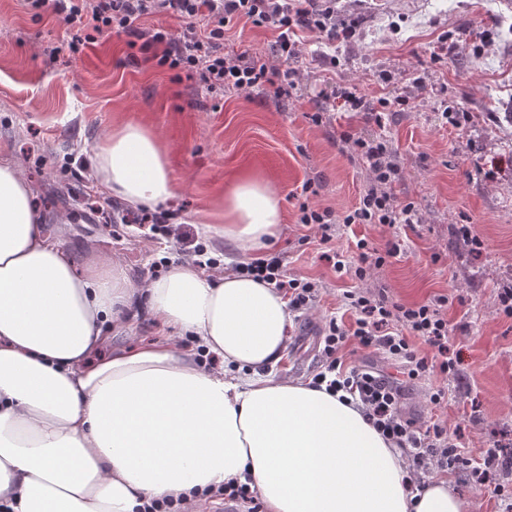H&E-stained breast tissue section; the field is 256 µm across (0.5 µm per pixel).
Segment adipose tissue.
I'll return each mask as SVG.
<instances>
[{
  "instance_id": "adipose-tissue-1",
  "label": "adipose tissue",
  "mask_w": 512,
  "mask_h": 512,
  "mask_svg": "<svg viewBox=\"0 0 512 512\" xmlns=\"http://www.w3.org/2000/svg\"><path fill=\"white\" fill-rule=\"evenodd\" d=\"M92 173L135 208L175 193L162 147L138 124L95 144ZM32 196L19 162L0 158V512H144L231 480L265 512H467L447 481L407 486L401 450L361 403L268 375L290 323L271 285L230 270L211 280L188 258L140 285L115 263L76 267ZM197 221L259 248L281 202L246 177ZM143 314L159 337L113 345ZM202 351L222 368L200 366Z\"/></svg>"
}]
</instances>
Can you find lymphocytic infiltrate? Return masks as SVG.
Listing matches in <instances>:
<instances>
[{
  "label": "lymphocytic infiltrate",
  "mask_w": 512,
  "mask_h": 512,
  "mask_svg": "<svg viewBox=\"0 0 512 512\" xmlns=\"http://www.w3.org/2000/svg\"><path fill=\"white\" fill-rule=\"evenodd\" d=\"M34 17L55 16L66 27L71 53H80L96 44L104 33L126 35L129 48L139 49L145 61L156 67L185 72L187 78L212 93L224 90L257 91L280 98L292 96L297 84L289 74L262 62L248 52H226L224 29L235 20L278 31L281 58L299 57L303 43L297 30L306 29L335 41L336 21L331 9H317L316 0H25ZM164 14L183 23L180 34L164 27L142 29V19ZM338 140L362 161L370 173L367 189L358 204L342 218L344 224H410L417 210L414 203L397 202L394 187L399 168L382 140L368 139L350 130ZM237 273L273 285L288 299L289 308L306 307L315 296L311 282L286 278L279 258H254L240 263ZM343 302L354 317L353 325L330 319L323 331L325 369L315 375V383H327L329 391H345L360 399L374 427L397 447L405 449L414 466L435 457L440 463L459 461L457 446L440 424L414 428L401 412L404 381H413L432 369L443 374L455 371L448 360V319L444 309L447 296L405 305L388 295L347 291ZM418 336L436 349L442 360L429 363L411 344ZM367 349L382 351L402 369L398 378L366 368L343 370L339 351L348 340Z\"/></svg>",
  "instance_id": "lymphocytic-infiltrate-1"
}]
</instances>
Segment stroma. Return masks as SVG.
<instances>
[{"label":"stroma","instance_id":"stroma-1","mask_svg":"<svg viewBox=\"0 0 512 512\" xmlns=\"http://www.w3.org/2000/svg\"><path fill=\"white\" fill-rule=\"evenodd\" d=\"M337 27L348 37L306 38L299 58L275 53L277 33L245 22L224 34V48L246 51L288 70L295 97L211 94L185 75L146 63L125 37L108 34L70 55L65 26L37 19L23 0H0V156L17 159L34 190L33 203L76 265L95 256L120 262L138 282L158 278L186 258L176 238L115 222L124 202L91 175L93 148L123 123L147 127L166 152L175 186L162 206L171 225L201 236L195 213L216 205L243 177L267 181L281 199L283 219L261 255L279 254L287 276L316 284L318 297L292 318L275 377L312 379L322 330L332 317L352 322L342 294L386 290L410 305L448 298V357L458 375L433 373L408 383L402 411L416 427L445 426L461 453L480 459L486 448L512 453V318L499 310L501 287L512 284V0H336ZM323 82L358 86L362 111H330L310 119ZM406 97L397 108L394 98ZM389 100L382 109L381 100ZM463 111L454 128L442 114ZM351 129L385 139L401 168L400 200L414 202L417 223L336 225L332 248L351 265L354 243L367 239L398 255L366 279L338 277L316 229L300 224L297 198L305 182L313 206L343 216L368 185L365 168L336 141ZM469 225L478 246L456 233ZM445 390L433 405L429 396ZM424 486L445 479L470 512H499L502 501L468 471L435 461L413 469Z\"/></svg>","mask_w":512,"mask_h":512}]
</instances>
